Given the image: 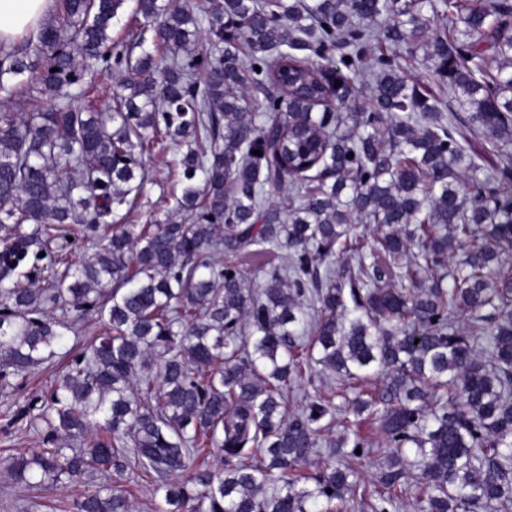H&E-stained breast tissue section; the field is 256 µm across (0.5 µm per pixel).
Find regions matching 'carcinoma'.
I'll return each mask as SVG.
<instances>
[{"label": "carcinoma", "mask_w": 512, "mask_h": 512, "mask_svg": "<svg viewBox=\"0 0 512 512\" xmlns=\"http://www.w3.org/2000/svg\"><path fill=\"white\" fill-rule=\"evenodd\" d=\"M56 2L0 43V379L100 333L21 412L13 483L109 478L73 512H131V473L156 512L512 507V0H135L128 40L127 0ZM173 142L175 207L119 223ZM316 365L338 382L289 410ZM75 329L76 333H69L67 347L65 350H69L76 344L78 347H86L100 331L99 324L90 319L77 322ZM65 350H62L61 352H64ZM141 478L128 479L122 483L130 494L131 512H154V503L161 500L162 493L154 495L153 488L156 483L151 482V479Z\"/></svg>", "instance_id": "obj_1"}]
</instances>
